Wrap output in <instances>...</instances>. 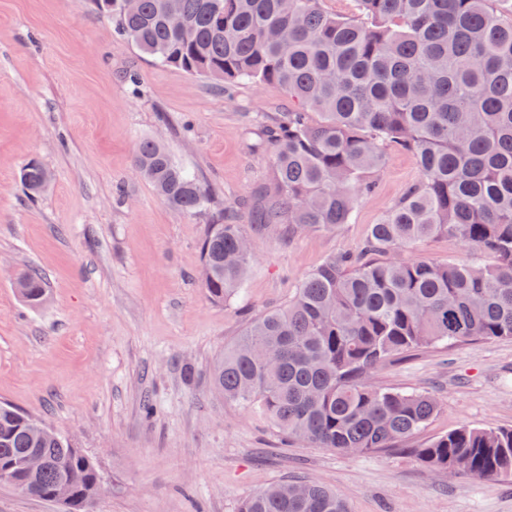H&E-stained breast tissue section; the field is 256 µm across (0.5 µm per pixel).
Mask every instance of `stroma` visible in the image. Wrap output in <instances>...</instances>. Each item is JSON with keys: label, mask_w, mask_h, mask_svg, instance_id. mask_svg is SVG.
Returning <instances> with one entry per match:
<instances>
[{"label": "stroma", "mask_w": 512, "mask_h": 512, "mask_svg": "<svg viewBox=\"0 0 512 512\" xmlns=\"http://www.w3.org/2000/svg\"><path fill=\"white\" fill-rule=\"evenodd\" d=\"M291 108L276 86L227 87L157 63L119 41L92 0H0V403L97 464L106 490L87 512H237L296 476L351 512H512V478L432 473L407 450L289 444L265 415L215 393L212 366L248 319L287 303L328 256L359 250L420 177L411 151L390 149L352 223L255 239L242 295L210 301L204 228L227 202L247 224L268 205L274 172L255 118ZM145 138L211 189L209 214L171 208L134 172ZM32 158L51 174L34 198L19 179ZM31 267L47 278L37 307L13 285ZM377 380L439 398L418 442L512 427L511 338L418 351Z\"/></svg>", "instance_id": "35a3bbf8"}]
</instances>
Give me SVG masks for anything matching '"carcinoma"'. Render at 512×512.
<instances>
[{
    "label": "carcinoma",
    "instance_id": "carcinoma-1",
    "mask_svg": "<svg viewBox=\"0 0 512 512\" xmlns=\"http://www.w3.org/2000/svg\"><path fill=\"white\" fill-rule=\"evenodd\" d=\"M494 0H354L339 16L321 0H94L118 36L164 66L226 84L276 85L297 105L259 118L274 168V201L242 224L239 206L207 225L203 287L222 303L241 290L270 231H326L349 223L371 194L387 151L417 158L420 178L369 227L359 255L328 257L282 307L251 320L215 361L214 388L268 416L289 439L343 453L393 450L441 410L428 392L383 388L374 373L397 356L437 345L512 338V18ZM134 170L170 206L207 210L198 177L153 139ZM31 194L47 169L22 168ZM448 236L489 265L401 259ZM29 305L46 296L42 272L20 275ZM39 454L43 466L27 470ZM432 472L512 477V428L462 425L412 449ZM0 473L67 512L98 494L96 464L65 436L32 427L0 405ZM69 486L66 498L57 497ZM237 512H347L314 481L277 483Z\"/></svg>",
    "mask_w": 512,
    "mask_h": 512
}]
</instances>
